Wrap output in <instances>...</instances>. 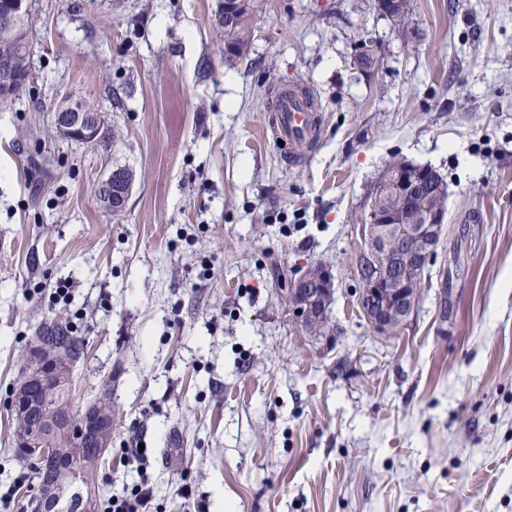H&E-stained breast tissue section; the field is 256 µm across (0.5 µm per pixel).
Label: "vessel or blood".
I'll return each mask as SVG.
<instances>
[{"instance_id": "b4317fda", "label": "vessel or blood", "mask_w": 512, "mask_h": 512, "mask_svg": "<svg viewBox=\"0 0 512 512\" xmlns=\"http://www.w3.org/2000/svg\"><path fill=\"white\" fill-rule=\"evenodd\" d=\"M267 136L282 141L284 155H291L299 145L308 143L318 130L319 115L311 91L288 89L271 103Z\"/></svg>"}]
</instances>
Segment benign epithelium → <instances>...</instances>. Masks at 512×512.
<instances>
[{
	"mask_svg": "<svg viewBox=\"0 0 512 512\" xmlns=\"http://www.w3.org/2000/svg\"><path fill=\"white\" fill-rule=\"evenodd\" d=\"M7 6L0 24L16 35L27 26L30 15L28 0H0ZM16 74L14 61L0 59V100L13 96ZM58 133L69 140L91 145L96 143L105 124L93 105L63 99L54 113ZM437 172L428 166L399 159L381 172L375 192L394 185L404 212L381 210L370 202L362 216L363 247L358 262V305L365 320L380 336L397 334L413 316L418 305L421 285L436 255L446 224V204L442 196L420 195L423 183ZM133 181L121 177L114 169L99 187L101 205L112 212L125 208L132 193ZM335 294V277L329 267L316 264L304 271L288 288L289 312L299 322L319 329ZM73 361L62 348L36 337L27 343L26 372L22 382L13 387L12 408L26 412L38 408V397L51 388L66 387L72 378ZM37 422L19 433L16 446L26 459L44 472L59 466L58 458L48 448V435L62 433L77 426L92 440L98 455L112 448V410L106 400L92 399L77 417L36 413Z\"/></svg>",
	"mask_w": 512,
	"mask_h": 512,
	"instance_id": "obj_1",
	"label": "benign epithelium"
}]
</instances>
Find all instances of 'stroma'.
<instances>
[{
	"mask_svg": "<svg viewBox=\"0 0 512 512\" xmlns=\"http://www.w3.org/2000/svg\"><path fill=\"white\" fill-rule=\"evenodd\" d=\"M220 6L31 0L32 87L0 111V512L39 492L9 400L48 317L89 344L74 404L112 391L104 497L146 479L153 512H512V0H412L401 27L376 0H264L232 61ZM290 84L320 114L293 165L265 138ZM65 98L111 135L59 136ZM398 157L443 177L448 214L385 337L357 302L360 222ZM116 168L135 182L112 213ZM316 263L321 334L287 300ZM119 171L113 169L99 187L98 197L101 205L112 212L125 208L133 188V181L129 180L134 177L133 172L125 169L128 178H122Z\"/></svg>",
	"mask_w": 512,
	"mask_h": 512,
	"instance_id": "stroma-1",
	"label": "stroma"
}]
</instances>
